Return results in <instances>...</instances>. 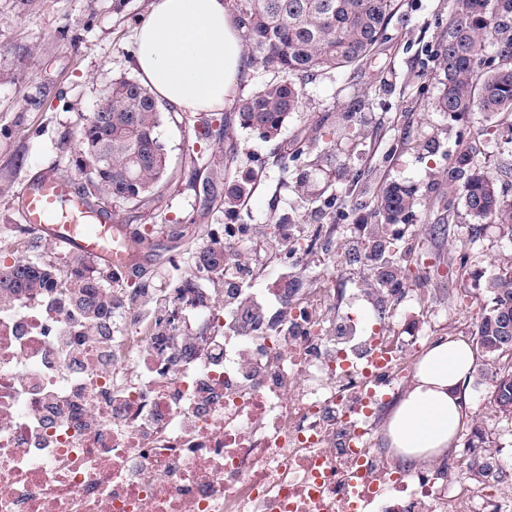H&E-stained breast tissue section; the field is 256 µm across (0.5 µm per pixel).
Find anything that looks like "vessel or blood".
Segmentation results:
<instances>
[{
	"instance_id": "obj_1",
	"label": "vessel or blood",
	"mask_w": 512,
	"mask_h": 512,
	"mask_svg": "<svg viewBox=\"0 0 512 512\" xmlns=\"http://www.w3.org/2000/svg\"><path fill=\"white\" fill-rule=\"evenodd\" d=\"M26 224L47 238L96 257L110 267L127 268L137 247L117 225L82 206L72 180L53 173L40 175L18 194Z\"/></svg>"
}]
</instances>
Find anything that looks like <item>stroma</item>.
Returning <instances> with one entry per match:
<instances>
[{
  "label": "stroma",
  "mask_w": 512,
  "mask_h": 512,
  "mask_svg": "<svg viewBox=\"0 0 512 512\" xmlns=\"http://www.w3.org/2000/svg\"><path fill=\"white\" fill-rule=\"evenodd\" d=\"M151 3L0 0V236L10 241L0 266L30 253L33 236L18 209L23 186L49 170L83 183L73 164L79 130L114 79L137 77L134 33ZM450 8L451 0H399L371 63L304 85L298 111L272 140L243 128L229 108L221 111L224 135L199 140L186 113L161 104L166 183L145 206L93 202L142 246L134 264L116 273L113 288L131 298L141 287L154 297L193 272V257L212 244L215 225L255 224L273 234L289 221L300 237L288 262L290 285L335 297L344 310L374 281L362 244L379 189L396 181L419 201L401 244L426 253L428 263L405 282L391 331L419 336L434 328L471 337L491 302L487 276L512 262V237L467 214L451 190L452 154L472 144L491 172L511 168L512 124H490L476 113L454 120L437 109L436 49ZM350 84L365 91L364 104L346 95ZM425 135L434 140L428 150L416 146ZM195 154L204 165L191 163ZM229 182L251 189L232 214L223 204ZM490 390V381L469 383L467 422L485 427L502 460L512 456V423L490 407Z\"/></svg>",
  "instance_id": "stroma-1"
}]
</instances>
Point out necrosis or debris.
<instances>
[{"label": "necrosis or debris", "instance_id": "necrosis-or-debris-1", "mask_svg": "<svg viewBox=\"0 0 512 512\" xmlns=\"http://www.w3.org/2000/svg\"><path fill=\"white\" fill-rule=\"evenodd\" d=\"M202 272L100 339L34 289L0 297V512H500L374 431L420 337Z\"/></svg>", "mask_w": 512, "mask_h": 512}]
</instances>
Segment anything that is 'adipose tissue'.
Here are the masks:
<instances>
[{"label":"adipose tissue","instance_id":"obj_1","mask_svg":"<svg viewBox=\"0 0 512 512\" xmlns=\"http://www.w3.org/2000/svg\"><path fill=\"white\" fill-rule=\"evenodd\" d=\"M137 71L157 99L184 112L220 110L247 63L228 0H153L136 30ZM476 354L463 337L433 343L383 429L385 447L409 463L455 447L468 415Z\"/></svg>","mask_w":512,"mask_h":512}]
</instances>
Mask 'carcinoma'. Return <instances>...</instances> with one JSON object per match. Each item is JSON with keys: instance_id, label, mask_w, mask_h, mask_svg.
I'll use <instances>...</instances> for the list:
<instances>
[{"instance_id": "carcinoma-1", "label": "carcinoma", "mask_w": 512, "mask_h": 512, "mask_svg": "<svg viewBox=\"0 0 512 512\" xmlns=\"http://www.w3.org/2000/svg\"><path fill=\"white\" fill-rule=\"evenodd\" d=\"M238 27L255 66L288 73L238 97L240 124L265 139L279 135L286 119L298 110L302 85L318 76L367 63L377 53L386 28L397 12V0H235ZM441 85L440 111L450 116L480 112L493 120L512 115V0H452L448 27L437 49ZM218 118L204 113L196 137L215 135ZM161 112L155 97L137 80L112 82L79 131L81 151L76 168L85 176L78 194L84 203L98 195L117 203L144 205L168 175V155L160 140ZM470 148L454 160V193L468 215L481 223L499 224L512 236V200L498 187V178L475 160ZM250 193L236 183L224 193V209L234 210ZM410 190L397 183L382 187L375 213L380 223L369 230L366 257L374 264L376 282L399 284L424 266L422 253L397 249L387 232L416 209ZM197 268L216 280L224 278V251L206 247L197 252ZM112 270L74 253L66 273L53 264L24 257L0 267V295L16 296L38 288L82 310L86 323L101 336L112 335ZM492 295L475 334L483 366L491 369L488 403L501 417L512 419V268H500L486 284ZM470 479H503L494 454H485L478 468L467 466Z\"/></svg>"}]
</instances>
